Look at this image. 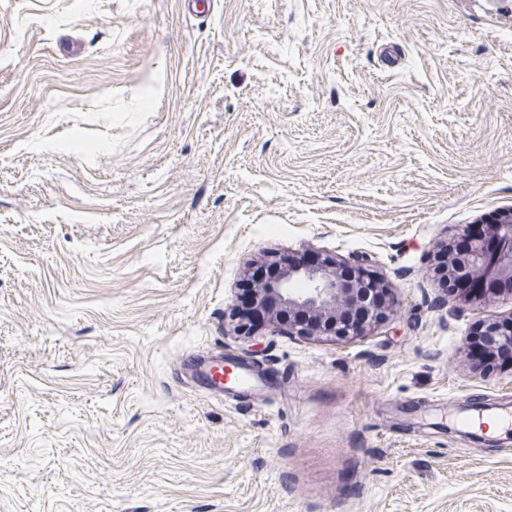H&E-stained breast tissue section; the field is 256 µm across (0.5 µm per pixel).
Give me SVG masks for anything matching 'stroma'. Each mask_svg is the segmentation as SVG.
Here are the masks:
<instances>
[{
	"label": "stroma",
	"mask_w": 512,
	"mask_h": 512,
	"mask_svg": "<svg viewBox=\"0 0 512 512\" xmlns=\"http://www.w3.org/2000/svg\"><path fill=\"white\" fill-rule=\"evenodd\" d=\"M512 0H0V512H512ZM372 272L365 336L235 333L249 261ZM258 365L208 395L188 356ZM467 274L480 284L485 295L512 296V221L487 224L483 237H468L459 257L448 253V276Z\"/></svg>",
	"instance_id": "stroma-1"
}]
</instances>
